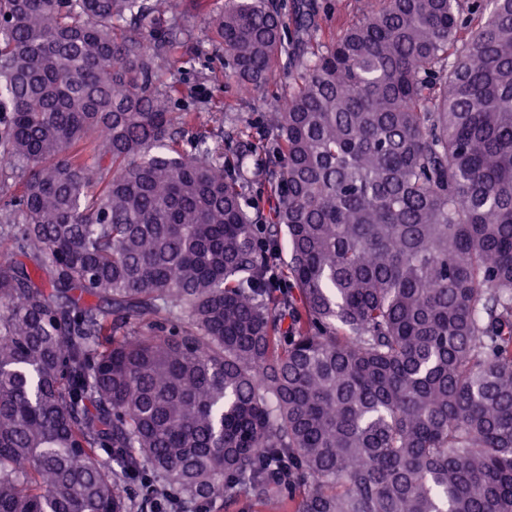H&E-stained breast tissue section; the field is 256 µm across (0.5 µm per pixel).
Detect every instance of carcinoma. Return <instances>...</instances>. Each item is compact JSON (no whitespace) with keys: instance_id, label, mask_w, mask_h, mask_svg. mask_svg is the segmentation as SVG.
Returning a JSON list of instances; mask_svg holds the SVG:
<instances>
[{"instance_id":"obj_1","label":"carcinoma","mask_w":512,"mask_h":512,"mask_svg":"<svg viewBox=\"0 0 512 512\" xmlns=\"http://www.w3.org/2000/svg\"><path fill=\"white\" fill-rule=\"evenodd\" d=\"M295 13L0 0V512H512V0ZM200 16L290 69L265 224L177 139ZM366 0H311L315 5L316 21L336 34L355 21Z\"/></svg>"}]
</instances>
